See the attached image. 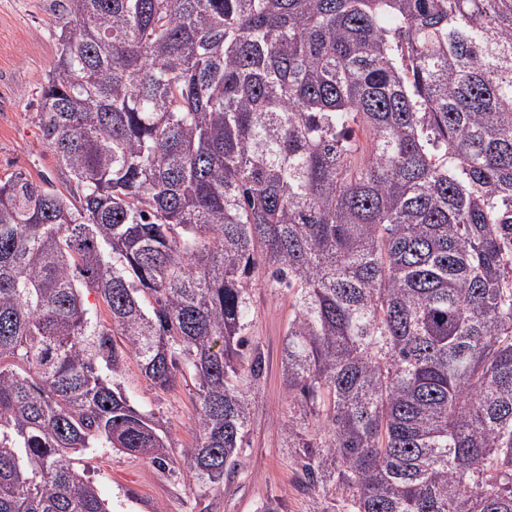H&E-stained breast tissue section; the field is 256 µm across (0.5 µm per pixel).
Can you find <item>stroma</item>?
Listing matches in <instances>:
<instances>
[{"label": "stroma", "instance_id": "35a3bbf8", "mask_svg": "<svg viewBox=\"0 0 512 512\" xmlns=\"http://www.w3.org/2000/svg\"><path fill=\"white\" fill-rule=\"evenodd\" d=\"M62 0H0V178L14 172L62 186L58 162L37 126L41 87L57 57ZM248 334L262 352L264 371L248 424L247 444L234 475L218 493L196 488L183 450L193 440L194 396L177 383L167 391L147 385L129 361L124 386L143 410L155 413L170 434L172 467L163 469L113 448H92L78 464L107 500L110 512H260L279 499L284 512H310L311 498L293 465L282 424L289 401L283 390L281 355L294 313L287 289L251 292Z\"/></svg>", "mask_w": 512, "mask_h": 512}]
</instances>
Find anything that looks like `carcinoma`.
Returning a JSON list of instances; mask_svg holds the SVG:
<instances>
[{
    "label": "carcinoma",
    "instance_id": "carcinoma-1",
    "mask_svg": "<svg viewBox=\"0 0 512 512\" xmlns=\"http://www.w3.org/2000/svg\"><path fill=\"white\" fill-rule=\"evenodd\" d=\"M63 9L37 118L66 191L0 180V512H110L87 448L169 465L131 358L190 378L183 457L220 488L259 278L294 298L312 512H512V0Z\"/></svg>",
    "mask_w": 512,
    "mask_h": 512
}]
</instances>
